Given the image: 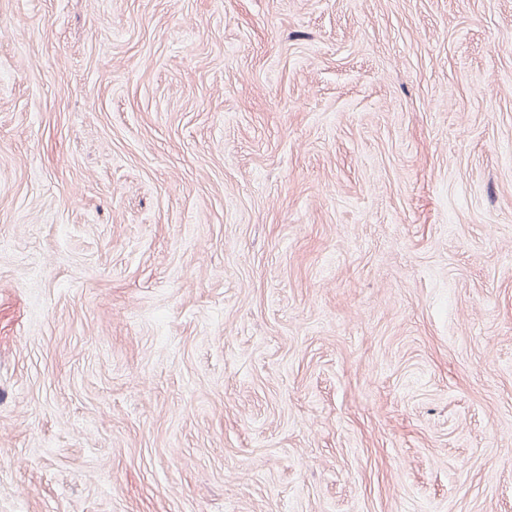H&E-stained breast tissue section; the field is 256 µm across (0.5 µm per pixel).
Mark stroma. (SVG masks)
Segmentation results:
<instances>
[{"label":"stroma","instance_id":"stroma-1","mask_svg":"<svg viewBox=\"0 0 512 512\" xmlns=\"http://www.w3.org/2000/svg\"><path fill=\"white\" fill-rule=\"evenodd\" d=\"M0 512H512V0H0Z\"/></svg>","mask_w":512,"mask_h":512}]
</instances>
